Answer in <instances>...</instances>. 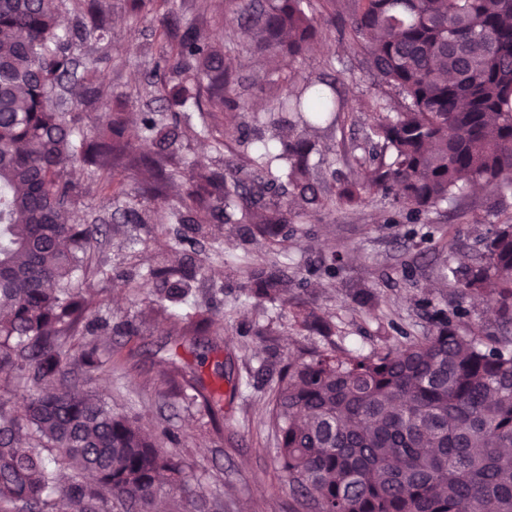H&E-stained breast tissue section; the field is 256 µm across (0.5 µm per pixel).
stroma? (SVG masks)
I'll return each mask as SVG.
<instances>
[{"label":"stroma","mask_w":512,"mask_h":512,"mask_svg":"<svg viewBox=\"0 0 512 512\" xmlns=\"http://www.w3.org/2000/svg\"><path fill=\"white\" fill-rule=\"evenodd\" d=\"M253 2L213 0L207 13L208 28L224 36L234 94L250 104L249 125L270 127L266 86L275 72L332 82L349 118L335 134L316 139L319 146L334 147L337 172L350 173L363 160L355 145L381 89L350 42L339 37L347 21L344 9L310 0L323 35L305 56L284 64L258 52L242 33L241 15ZM110 4L111 59L104 82L108 94L127 96L124 110L134 140L143 74L160 22L130 17L126 0ZM496 216L512 221V186L495 196L463 187L453 203L423 212L414 223L378 194L353 207L292 212L288 239L277 247L251 237L243 224H213L201 234L189 224L108 225L90 251L91 264L107 273L88 276L91 307L80 326L112 352L111 371L93 388L111 399L115 412L157 436L164 452L191 465L197 512H297L268 423L289 357L316 350L367 355L429 335L425 298L449 312L462 307V329L493 325L489 305L459 301L457 288L439 270L461 259L444 249L447 235L475 253ZM161 263L198 269L185 302L158 305L155 287L145 278ZM263 268L294 279L287 305L247 290L249 273ZM355 288L369 289L373 303L354 300ZM309 311L329 322V333L304 323Z\"/></svg>","instance_id":"obj_1"}]
</instances>
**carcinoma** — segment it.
<instances>
[{"instance_id":"obj_1","label":"carcinoma","mask_w":512,"mask_h":512,"mask_svg":"<svg viewBox=\"0 0 512 512\" xmlns=\"http://www.w3.org/2000/svg\"><path fill=\"white\" fill-rule=\"evenodd\" d=\"M134 15L169 16L156 39L145 80L172 64L181 80L166 92L168 117L147 102L139 111L152 150L125 138L121 113H102L84 132L72 106H105L107 57L77 45L111 30L108 0H0V374L14 375L21 403L0 396V512H151L166 477L185 485L182 462L159 449L126 416L92 391L105 371L93 339L77 336L85 314L75 274L88 266L100 225L246 224L272 245L288 239L285 212L314 214L354 206L380 191L410 215L455 198L464 184L495 194L512 185V0H346L349 36L382 90L368 142L375 156L337 191L312 161L311 131L334 132L347 116L332 83L270 86L276 133L257 145L235 173L189 171L181 206L166 211L177 177L175 155L190 129L188 109L208 117L193 129L219 155L235 137L245 109L229 94L224 42L203 33L204 9L171 15L172 0H128ZM76 15L65 32L58 18ZM257 46L292 59L320 38L304 0H263L248 19ZM287 189L269 206L274 164ZM121 203L116 213L72 224L80 204L76 175ZM198 271L159 265L163 300L181 302ZM443 277L461 298L497 297V317L512 322V224H497L470 262ZM250 291L282 300L285 275L256 271ZM511 340L488 328L462 334L443 312L433 332L370 355L316 353L288 362L275 393L271 424L278 462L319 512H512ZM57 453L71 468L61 480Z\"/></svg>"}]
</instances>
